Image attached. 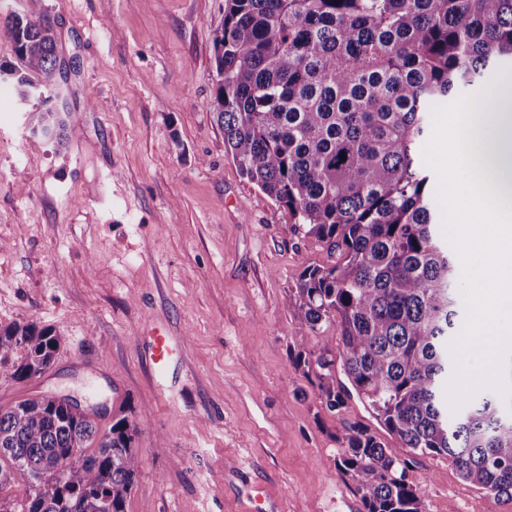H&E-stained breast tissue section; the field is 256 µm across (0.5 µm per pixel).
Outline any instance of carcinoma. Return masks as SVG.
<instances>
[{
	"instance_id": "1",
	"label": "carcinoma",
	"mask_w": 512,
	"mask_h": 512,
	"mask_svg": "<svg viewBox=\"0 0 512 512\" xmlns=\"http://www.w3.org/2000/svg\"><path fill=\"white\" fill-rule=\"evenodd\" d=\"M0 40L18 65L0 83L30 95L61 73L53 23L12 13ZM213 97L224 147L242 174L340 260L308 267L289 295L293 365L342 408L341 369L400 448L446 455L467 483L512 499V420L492 396L448 417L458 264L442 241L420 163L431 108L512 63V0H227L214 39ZM30 126L68 138L49 110ZM345 158H340V155ZM340 356L308 349L326 324ZM61 337L34 324L0 328V376L44 373ZM137 425L101 430L77 406L41 394L0 408V490L27 487L0 512H124L140 460ZM339 468L363 512H424L410 460L360 423L336 429Z\"/></svg>"
}]
</instances>
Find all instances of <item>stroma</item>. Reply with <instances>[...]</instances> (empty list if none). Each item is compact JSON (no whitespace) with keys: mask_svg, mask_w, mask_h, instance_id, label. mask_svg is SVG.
<instances>
[{"mask_svg":"<svg viewBox=\"0 0 512 512\" xmlns=\"http://www.w3.org/2000/svg\"><path fill=\"white\" fill-rule=\"evenodd\" d=\"M226 0H0L47 15L63 74L50 108L75 134L32 129L33 96L0 95V326L61 338L50 369L0 379V406L61 394L137 424L141 461L125 512H361L336 465L341 422L381 427L344 373L329 412L288 345L287 296L329 265L240 173L211 108ZM165 328L184 368L153 379L135 348ZM425 512H512L445 456H413Z\"/></svg>","mask_w":512,"mask_h":512,"instance_id":"stroma-1","label":"stroma"}]
</instances>
